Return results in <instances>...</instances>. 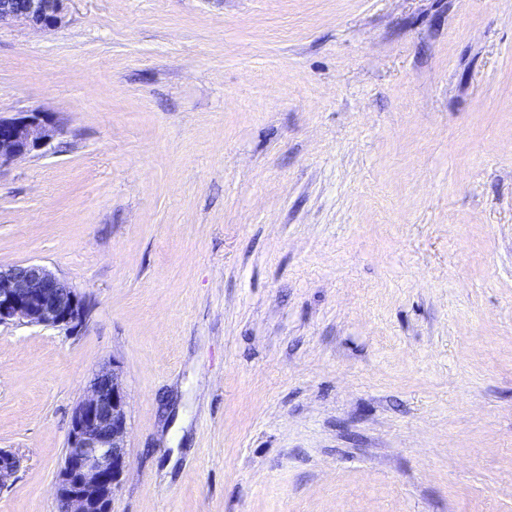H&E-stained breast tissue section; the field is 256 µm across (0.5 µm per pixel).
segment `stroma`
<instances>
[{"label":"stroma","instance_id":"35a3bbf8","mask_svg":"<svg viewBox=\"0 0 512 512\" xmlns=\"http://www.w3.org/2000/svg\"><path fill=\"white\" fill-rule=\"evenodd\" d=\"M0 512H57L123 373L112 512H512V0H69L0 26ZM55 124L42 112H23L0 117V166L46 147L56 135ZM87 314L85 297L48 267L0 265V326L27 324L72 332ZM128 418L116 365L101 368L72 409L63 464L55 480L58 512H112L127 466Z\"/></svg>","mask_w":512,"mask_h":512}]
</instances>
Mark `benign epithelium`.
Listing matches in <instances>:
<instances>
[{
  "mask_svg": "<svg viewBox=\"0 0 512 512\" xmlns=\"http://www.w3.org/2000/svg\"><path fill=\"white\" fill-rule=\"evenodd\" d=\"M67 0H0V25L21 20L41 30L61 26ZM55 124L40 112L0 118V166L46 147ZM85 297L38 263L0 266V326L61 328L82 325ZM128 418L123 378L117 366L101 368L72 409L63 464L55 480L58 512H112L127 466ZM20 467V458L0 449V489Z\"/></svg>",
  "mask_w": 512,
  "mask_h": 512,
  "instance_id": "7a95c632",
  "label": "benign epithelium"
}]
</instances>
